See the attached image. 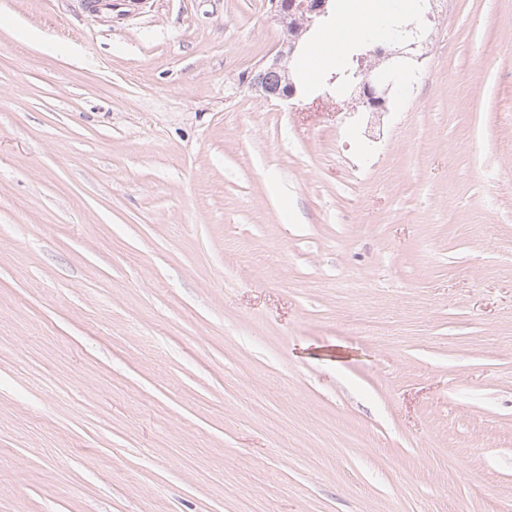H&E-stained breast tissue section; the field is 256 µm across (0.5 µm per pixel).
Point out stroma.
I'll list each match as a JSON object with an SVG mask.
<instances>
[{"mask_svg":"<svg viewBox=\"0 0 512 512\" xmlns=\"http://www.w3.org/2000/svg\"><path fill=\"white\" fill-rule=\"evenodd\" d=\"M420 26L375 117L269 0H0V512H512V0ZM282 57L281 50H278L274 53L271 59H268V61L258 69V71L255 73V77L252 81H250L251 87L255 90L261 92L265 97L267 98H275L279 99L281 101H288L291 99H294L296 97L295 92H279L277 90H272L266 87V85L262 82V71L266 68L272 70L279 67L280 61Z\"/></svg>","mask_w":512,"mask_h":512,"instance_id":"stroma-1","label":"stroma"}]
</instances>
